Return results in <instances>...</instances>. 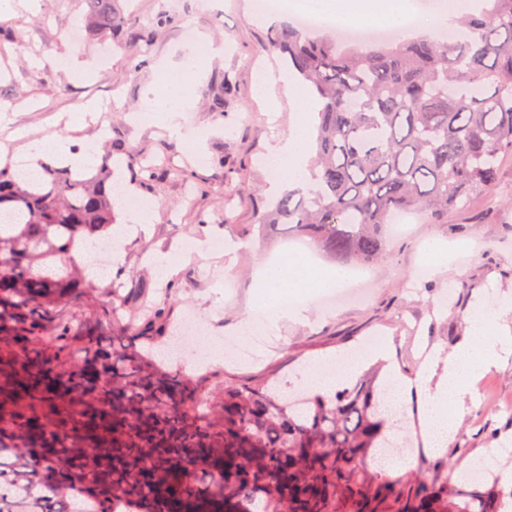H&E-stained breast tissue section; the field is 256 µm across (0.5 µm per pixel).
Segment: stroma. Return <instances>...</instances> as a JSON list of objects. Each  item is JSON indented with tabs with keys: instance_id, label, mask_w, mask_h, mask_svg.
<instances>
[{
	"instance_id": "1",
	"label": "stroma",
	"mask_w": 512,
	"mask_h": 512,
	"mask_svg": "<svg viewBox=\"0 0 512 512\" xmlns=\"http://www.w3.org/2000/svg\"><path fill=\"white\" fill-rule=\"evenodd\" d=\"M250 0H132L130 28L117 40L103 39L90 24L87 0H41L30 9L27 0H13L9 19L0 22V143L14 138H40L55 132L73 141L94 142L95 121L74 123L72 116L87 103L99 104L96 119L112 127L113 136L131 148L128 161L158 158L192 171L197 190L187 196L184 180L167 174L137 190L139 198L155 201L152 222L124 246L122 263L107 269L100 283L111 289L113 301H126L131 288L145 285V297L168 303L170 320L182 324L186 314L198 315L214 334L246 342L254 321L248 305L262 261L273 258L283 242L277 231L260 240L255 226L271 191L267 146L274 136L296 128L299 110L283 85L274 92L280 102L269 113L253 86L259 69H284L277 56L264 50L273 22L256 19ZM176 14L178 23L160 28L158 12ZM195 27L193 40L181 36L183 21ZM82 31L74 43L71 27ZM220 46L194 70L187 94L192 104L177 134L151 121L135 122L131 115L154 108L161 72L181 71L206 45ZM236 84L224 100V116L216 118L210 105L221 80ZM205 164H197L194 153ZM512 157L502 162L495 198L479 197L466 209L449 212L441 223L409 214L402 234L390 237L381 261L366 265L371 282L366 300L346 302L325 310L309 305L305 322L279 321L273 328L274 350L265 358L222 363L200 371L213 398L225 382L245 385L277 383L292 390L297 371L319 376L335 370L332 353H347L365 339L382 333L400 372H418L426 351L448 354L467 334L470 310L479 301L493 302L512 295ZM210 242L225 239L234 248L233 264L223 252L192 255L174 278L173 292L150 262L157 253L179 251L185 239ZM440 239L464 243L447 271L418 275L427 260L424 243ZM483 393H471L463 403L449 405L456 419L453 441L437 452L425 444L426 410L419 396L403 398L397 422L387 432L410 442L407 457L448 460L464 469L473 460L493 458L495 466L512 474V457H498L500 438L512 431V414L501 411L512 400V358L484 374Z\"/></svg>"
}]
</instances>
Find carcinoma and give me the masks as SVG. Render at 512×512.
<instances>
[{"label":"carcinoma","mask_w":512,"mask_h":512,"mask_svg":"<svg viewBox=\"0 0 512 512\" xmlns=\"http://www.w3.org/2000/svg\"><path fill=\"white\" fill-rule=\"evenodd\" d=\"M105 36L131 18L117 0H91ZM460 36L346 44L294 24L271 30L266 49L318 97L312 183L271 198L259 231L306 237L328 257L366 265L383 253L397 212L433 223L472 198H494L501 161L512 156V0H484L449 22ZM122 139L99 173L73 175L0 165V512H73L62 493L87 490L86 512H371L397 484L364 459L391 443L380 418L379 371L333 396L265 385L224 384V397L185 371L163 370L135 346L167 332L164 310L108 305L116 330L79 332L84 305L109 295L86 279L72 252L112 235ZM421 461L403 512H502L503 478L433 474Z\"/></svg>","instance_id":"obj_1"}]
</instances>
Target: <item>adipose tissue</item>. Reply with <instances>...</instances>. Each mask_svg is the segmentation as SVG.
Instances as JSON below:
<instances>
[{
  "mask_svg": "<svg viewBox=\"0 0 512 512\" xmlns=\"http://www.w3.org/2000/svg\"><path fill=\"white\" fill-rule=\"evenodd\" d=\"M302 7L340 23L359 17L392 26L403 25L406 19L424 13L428 19L416 28L415 33L420 37H431L446 28L451 18L470 11L472 0H443L442 4L430 9L425 8L422 0H304ZM96 155L94 143L76 149L69 140L55 133L28 146V158L34 164L52 158L76 169H86L95 164ZM308 155L309 143L300 129L272 147L268 152L271 190L281 192L305 183L309 177ZM350 279L351 272L345 268L319 271L309 256L267 263L261 268L259 289L251 297L249 311L263 324H273L281 318L301 320L305 317V307L296 304L275 306L269 302L267 290L279 289L288 294L299 288L327 291L347 287ZM478 311V316L470 320L468 339L455 347L445 361L429 360L421 366L415 378L400 380L403 390L418 391L425 402L429 414L426 434L430 445H442L453 437L456 420L448 413L449 403L465 399L472 380L497 364L504 355L512 354V333L501 332L494 341L488 337L490 322L511 314L512 303L501 304L494 310L483 304Z\"/></svg>",
  "mask_w": 512,
  "mask_h": 512,
  "instance_id": "adipose-tissue-1",
  "label": "adipose tissue"
}]
</instances>
